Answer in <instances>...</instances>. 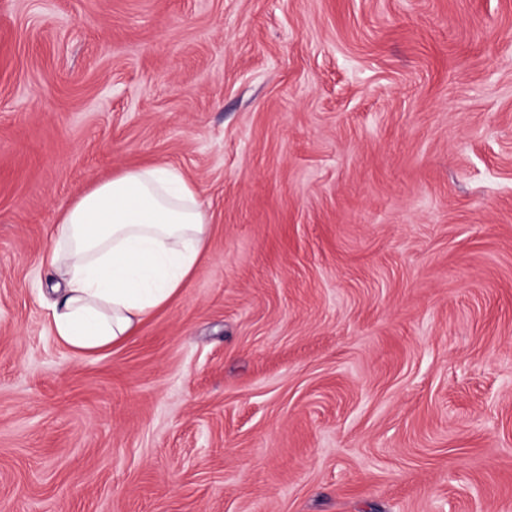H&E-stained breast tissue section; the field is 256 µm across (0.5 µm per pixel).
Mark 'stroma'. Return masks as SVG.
I'll list each match as a JSON object with an SVG mask.
<instances>
[{
	"label": "stroma",
	"instance_id": "obj_1",
	"mask_svg": "<svg viewBox=\"0 0 512 512\" xmlns=\"http://www.w3.org/2000/svg\"><path fill=\"white\" fill-rule=\"evenodd\" d=\"M150 162L206 254L75 353L41 259ZM0 512H512V0H0Z\"/></svg>",
	"mask_w": 512,
	"mask_h": 512
}]
</instances>
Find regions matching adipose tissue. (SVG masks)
<instances>
[{"instance_id":"obj_1","label":"adipose tissue","mask_w":512,"mask_h":512,"mask_svg":"<svg viewBox=\"0 0 512 512\" xmlns=\"http://www.w3.org/2000/svg\"><path fill=\"white\" fill-rule=\"evenodd\" d=\"M208 231L195 184L175 167L93 183L60 213L45 258L66 283L50 315L54 335L78 353L133 335L193 275Z\"/></svg>"}]
</instances>
